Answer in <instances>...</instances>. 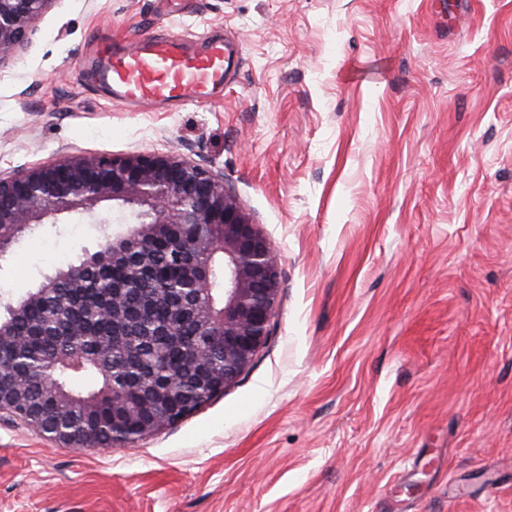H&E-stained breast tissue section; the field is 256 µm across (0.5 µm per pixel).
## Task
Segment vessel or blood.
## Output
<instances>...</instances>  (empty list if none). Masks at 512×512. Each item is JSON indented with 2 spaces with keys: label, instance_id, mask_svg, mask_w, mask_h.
<instances>
[{
  "label": "vessel or blood",
  "instance_id": "obj_1",
  "mask_svg": "<svg viewBox=\"0 0 512 512\" xmlns=\"http://www.w3.org/2000/svg\"><path fill=\"white\" fill-rule=\"evenodd\" d=\"M233 54V48L220 39L195 50L178 36L161 34L131 49L103 46L95 77L118 100L170 103L206 98L223 89Z\"/></svg>",
  "mask_w": 512,
  "mask_h": 512
}]
</instances>
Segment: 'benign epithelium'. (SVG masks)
Segmentation results:
<instances>
[{
	"label": "benign epithelium",
	"mask_w": 512,
	"mask_h": 512,
	"mask_svg": "<svg viewBox=\"0 0 512 512\" xmlns=\"http://www.w3.org/2000/svg\"><path fill=\"white\" fill-rule=\"evenodd\" d=\"M55 0H0V63L13 59L28 44L37 21ZM103 200L135 209L137 223L110 239L112 254L130 243L143 247L182 225L205 260L181 269V281L192 296L203 301L198 320L205 334L224 344V369L202 374L206 394L214 397L231 385L253 362L271 335V318L280 293L277 257L265 236L253 224L224 183V174L191 159L169 153L143 152L124 158L67 157L50 165L19 169L0 176V259L21 234L34 224L64 213H88ZM101 250L79 264L48 275L42 288L61 282L78 283L91 265L103 263ZM224 286L216 284L217 271ZM40 297L30 291L6 309L25 313ZM46 397L31 401L15 387L0 390V410L38 428L72 448H98L94 431L70 432L48 424L47 418L72 401L70 392L41 378ZM181 375L174 373L155 388L152 401L172 403L180 394ZM112 400V446L125 447L195 412L204 400L177 407L166 416L142 413L138 433L124 434L125 422L135 410L110 389L88 398L93 408L103 398Z\"/></svg>",
	"instance_id": "obj_1"
}]
</instances>
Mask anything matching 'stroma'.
<instances>
[{
	"instance_id": "1",
	"label": "stroma",
	"mask_w": 512,
	"mask_h": 512,
	"mask_svg": "<svg viewBox=\"0 0 512 512\" xmlns=\"http://www.w3.org/2000/svg\"><path fill=\"white\" fill-rule=\"evenodd\" d=\"M163 31L233 42L223 91L84 80ZM144 151L223 172L278 257L271 336L127 447L0 412V512H512V0H54L0 66V174ZM134 221L36 226L0 302Z\"/></svg>"
}]
</instances>
